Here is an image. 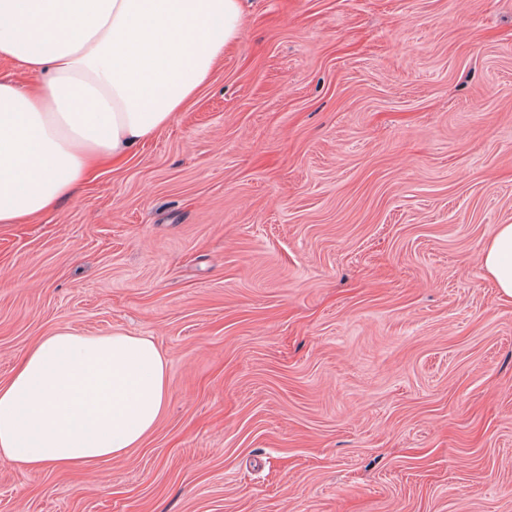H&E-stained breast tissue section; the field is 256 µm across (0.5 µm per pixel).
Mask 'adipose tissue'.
<instances>
[{"label": "adipose tissue", "mask_w": 512, "mask_h": 512, "mask_svg": "<svg viewBox=\"0 0 512 512\" xmlns=\"http://www.w3.org/2000/svg\"><path fill=\"white\" fill-rule=\"evenodd\" d=\"M243 29L241 0H0V224H29L134 154L195 97ZM482 267L512 298V224ZM154 342L59 329L0 383V461L31 471L121 457L156 428Z\"/></svg>", "instance_id": "ef3b65f1"}]
</instances>
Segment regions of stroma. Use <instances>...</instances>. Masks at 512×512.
I'll return each mask as SVG.
<instances>
[{
    "mask_svg": "<svg viewBox=\"0 0 512 512\" xmlns=\"http://www.w3.org/2000/svg\"><path fill=\"white\" fill-rule=\"evenodd\" d=\"M121 168L0 224V382L57 329L150 338L129 454L0 463V512H512V0H243ZM482 267L500 295L512 298V224L498 225L482 250Z\"/></svg>",
    "mask_w": 512,
    "mask_h": 512,
    "instance_id": "35a3bbf8",
    "label": "stroma"
}]
</instances>
